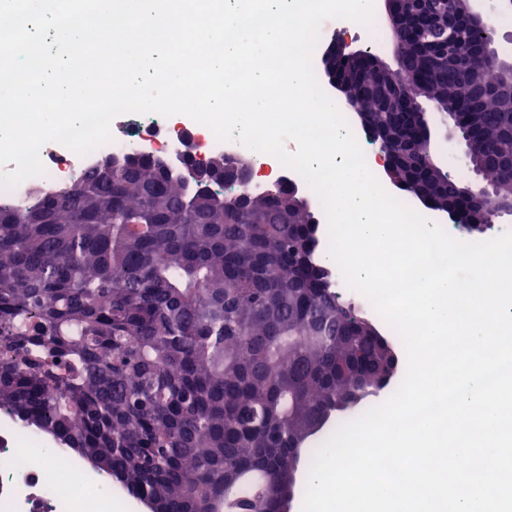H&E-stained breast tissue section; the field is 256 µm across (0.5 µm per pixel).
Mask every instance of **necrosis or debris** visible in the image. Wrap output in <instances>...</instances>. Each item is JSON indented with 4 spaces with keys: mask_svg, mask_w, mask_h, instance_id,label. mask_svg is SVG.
<instances>
[{
    "mask_svg": "<svg viewBox=\"0 0 512 512\" xmlns=\"http://www.w3.org/2000/svg\"><path fill=\"white\" fill-rule=\"evenodd\" d=\"M112 140L104 148L81 156L49 142L40 149L44 174L31 177L0 197L16 203L32 202V186L52 194L73 176L95 167L104 152H127L162 157L169 170H184L189 157L219 153L225 159L247 160L252 170L248 189L259 195L277 188H292L306 195L317 221L318 261L329 264L331 286L342 297L361 306L369 301L349 288L337 264L329 255L328 222L311 188L296 171L286 168L273 156L250 150L236 141H218L213 132L199 123L176 126L172 118L151 112L117 116L111 124ZM75 464L62 453L43 455L25 431L0 419V512H112L116 501L104 481L75 475Z\"/></svg>",
    "mask_w": 512,
    "mask_h": 512,
    "instance_id": "necrosis-or-debris-1",
    "label": "necrosis or debris"
}]
</instances>
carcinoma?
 I'll return each instance as SVG.
<instances>
[{"instance_id":"carcinoma-1","label":"carcinoma","mask_w":512,"mask_h":512,"mask_svg":"<svg viewBox=\"0 0 512 512\" xmlns=\"http://www.w3.org/2000/svg\"><path fill=\"white\" fill-rule=\"evenodd\" d=\"M448 9V51L408 10L400 45L425 82L429 119L463 114L486 176L512 195V96L489 97L501 79L467 61L476 39L459 4ZM343 93L373 115L374 132H407L411 114L381 110L365 81L344 70ZM403 167L439 203L461 183L425 171L416 150ZM291 189L251 195L241 207L202 187L192 169L160 174L98 166L57 199L0 203V411L46 455L71 452L97 473L119 474L126 493L159 512H272L288 488L289 459L305 462L320 416L356 414L364 375L391 381L387 339L330 288L316 263V222Z\"/></svg>"}]
</instances>
